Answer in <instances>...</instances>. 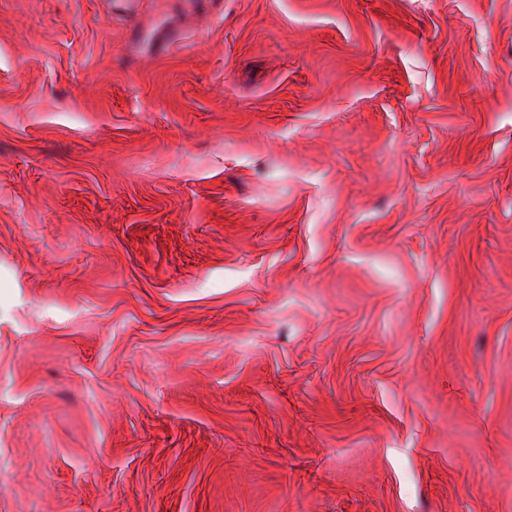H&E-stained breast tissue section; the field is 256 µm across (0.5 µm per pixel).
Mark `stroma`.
<instances>
[{
	"label": "stroma",
	"instance_id": "35a3bbf8",
	"mask_svg": "<svg viewBox=\"0 0 512 512\" xmlns=\"http://www.w3.org/2000/svg\"><path fill=\"white\" fill-rule=\"evenodd\" d=\"M0 0V512H512V0Z\"/></svg>",
	"mask_w": 512,
	"mask_h": 512
}]
</instances>
